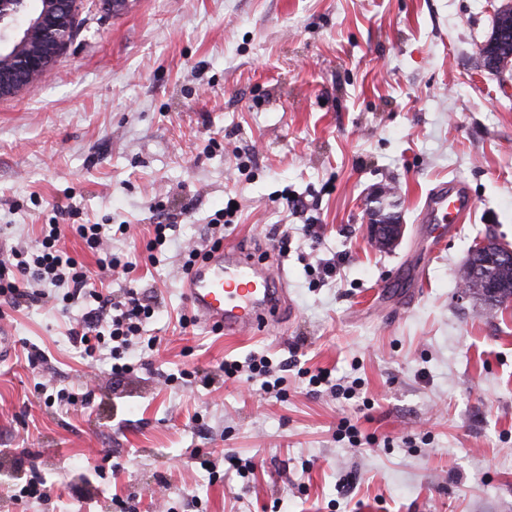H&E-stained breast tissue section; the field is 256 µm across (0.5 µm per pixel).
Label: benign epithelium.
<instances>
[{
	"label": "benign epithelium",
	"instance_id": "obj_1",
	"mask_svg": "<svg viewBox=\"0 0 512 512\" xmlns=\"http://www.w3.org/2000/svg\"><path fill=\"white\" fill-rule=\"evenodd\" d=\"M78 0H0V99L46 79L69 44L72 13ZM390 192L375 190L367 231L373 243L389 247L403 237L405 225L385 219L377 209Z\"/></svg>",
	"mask_w": 512,
	"mask_h": 512
}]
</instances>
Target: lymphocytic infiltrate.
Here are the masks:
<instances>
[{"mask_svg":"<svg viewBox=\"0 0 512 512\" xmlns=\"http://www.w3.org/2000/svg\"><path fill=\"white\" fill-rule=\"evenodd\" d=\"M64 236V225L45 224L35 246L0 248V311L36 304L62 290L61 315L84 310L69 328L73 347L86 357L111 360L113 377H123L133 370L125 353L141 342L154 310L136 286L119 300L110 289L91 288L84 265L63 248Z\"/></svg>","mask_w":512,"mask_h":512,"instance_id":"f902f5d3","label":"lymphocytic infiltrate"}]
</instances>
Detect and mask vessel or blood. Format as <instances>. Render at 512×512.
Instances as JSON below:
<instances>
[{
    "label": "vessel or blood",
    "instance_id": "1",
    "mask_svg": "<svg viewBox=\"0 0 512 512\" xmlns=\"http://www.w3.org/2000/svg\"><path fill=\"white\" fill-rule=\"evenodd\" d=\"M472 211L464 185L439 183L429 192L423 219L438 238ZM273 273L248 250L228 246L197 263L184 281V295L199 319L221 325L225 335H255L286 307L284 289L273 287Z\"/></svg>",
    "mask_w": 512,
    "mask_h": 512
}]
</instances>
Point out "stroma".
<instances>
[{"mask_svg":"<svg viewBox=\"0 0 512 512\" xmlns=\"http://www.w3.org/2000/svg\"><path fill=\"white\" fill-rule=\"evenodd\" d=\"M505 2L81 0L50 77L0 99V230L126 225L109 245L131 276L63 246L92 285L152 296L155 345L116 379L52 306L0 318V512H512V304L486 312L459 278L477 240L512 248V73L476 66ZM452 178L473 211L438 243L418 217ZM386 185L406 229L381 250L364 224ZM231 200L225 244L288 275L294 311L263 334L179 323L183 253ZM253 355L281 392L225 377ZM320 369L355 396L309 385ZM40 382L92 397L66 408ZM35 471L49 498L14 500Z\"/></svg>","mask_w":512,"mask_h":512,"instance_id":"35a3bbf8","label":"stroma"}]
</instances>
